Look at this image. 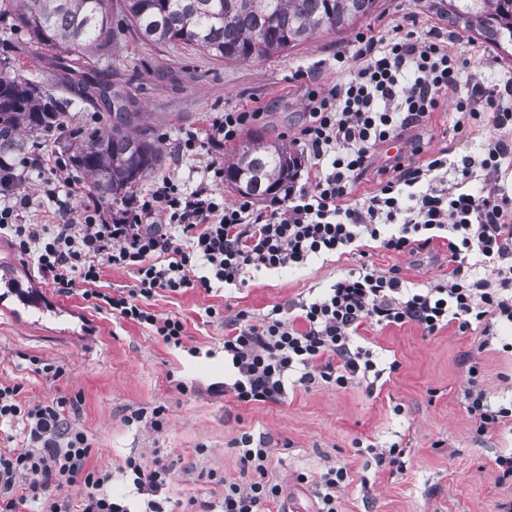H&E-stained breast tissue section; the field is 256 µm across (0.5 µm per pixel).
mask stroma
<instances>
[{"label":"stroma","instance_id":"1","mask_svg":"<svg viewBox=\"0 0 512 512\" xmlns=\"http://www.w3.org/2000/svg\"><path fill=\"white\" fill-rule=\"evenodd\" d=\"M407 30L420 41L440 36L451 53L470 61L456 93L410 129L409 138L420 139L427 155L442 149L452 158L479 155L500 132L487 125L454 134L455 99L481 85L512 83V45L497 47L449 25L448 0H382L379 15L344 34L322 33L288 54L247 64L218 60L180 42L156 46L128 33L110 42L108 56L92 46L73 63L5 18L0 61L12 62V75L48 88L78 126L111 121L112 101L101 87L121 94L135 127L152 130L164 154L139 184L142 195L164 177L193 189L211 160L232 161L234 143L212 156H181L175 150L185 131L206 133L209 117L218 112L260 109L263 120L244 129L242 139L292 147L310 94L329 90L343 77L336 56L353 55L358 35L388 37ZM366 249L377 267L399 270L412 287H426L448 273V254L439 244L411 255L385 252L374 241ZM360 262L354 253L329 254L298 268L252 273L236 287L159 293L153 309L185 323V337L175 348L148 328L84 300L82 284L64 294L45 284L32 260L2 235L0 275L22 280L45 307L31 310L13 296L0 301V380L21 385L26 400L70 398L66 415L88 436L90 467L111 472L109 488L120 495L132 489L123 472L128 457L148 465L161 456L171 468L164 497L217 499L222 489L214 475L244 479L234 442L251 432L264 434L272 448L268 477L282 488L273 512H314L313 479L336 465L352 475L337 494L340 512H498L506 492L495 483V461L512 449V429L474 434L464 405L462 358L479 354L492 399L512 400V354L500 343L512 336V325L498 324V340L486 347L479 332L463 334L453 324L434 336L413 325L366 327L365 344L385 370L381 387L371 393L361 385L298 388L285 404L270 406L240 405L217 393L224 383L225 316L242 310L259 314L308 297ZM39 361L61 366L62 377L49 380L36 373ZM157 405L165 408L162 432L133 422L136 411ZM358 440L403 441L405 471L394 476L379 471L371 458L357 454Z\"/></svg>","mask_w":512,"mask_h":512}]
</instances>
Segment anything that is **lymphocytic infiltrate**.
<instances>
[{
  "instance_id": "f902f5d3",
  "label": "lymphocytic infiltrate",
  "mask_w": 512,
  "mask_h": 512,
  "mask_svg": "<svg viewBox=\"0 0 512 512\" xmlns=\"http://www.w3.org/2000/svg\"><path fill=\"white\" fill-rule=\"evenodd\" d=\"M358 42L355 61L339 62L353 67L351 79L310 96L296 139L309 162V182L276 206L257 207L245 195L228 203L209 182L188 191L164 178L107 224L98 207L74 212L76 183L59 157L39 185L42 196L58 201V223L22 224L18 217L33 199L17 182L30 162L0 156V234L33 260L47 284L65 292L82 281L85 299L176 346L185 325L151 309L159 292L241 285L253 271L357 250L365 237L397 254L437 242L445 246L453 268L426 288L409 287L398 270L365 261L318 296L274 306L259 317L244 311L225 317L224 393L241 405H278L290 390L319 382L374 391L383 371L358 341L368 324H411L432 335L453 323L462 333L477 328L493 336L495 321L512 324V201L497 188L501 162L512 156V139L505 137L512 132V107L503 104L498 88L478 87L457 100L454 129L489 124L502 130L501 138L484 144L478 157L452 162L442 150L421 166L396 161L367 202H351L376 147L425 122L440 97L456 90L465 67L435 37L420 42L409 33L363 35ZM261 117L255 110L222 113L210 120L206 136L185 134L179 150L197 154L236 141ZM478 169L485 173L483 188L465 191ZM196 266L204 275H193ZM109 268L131 272L133 288L97 291ZM463 363L466 409L476 434L512 423V402L491 401L482 385L480 358L468 354ZM66 405L63 397L49 403L22 399L19 385L0 381V424L22 426L24 433L21 448L0 452V512H21L30 502L38 512H72L67 490L77 484L85 489L79 512H131L124 497L108 492L111 473L90 468L87 435L66 421ZM236 445L252 479L222 480L218 501L190 498L181 512H270L282 489L267 477V441L245 432ZM126 471L144 497L143 512H165L159 499L170 481L165 460L147 467L131 457Z\"/></svg>"
}]
</instances>
